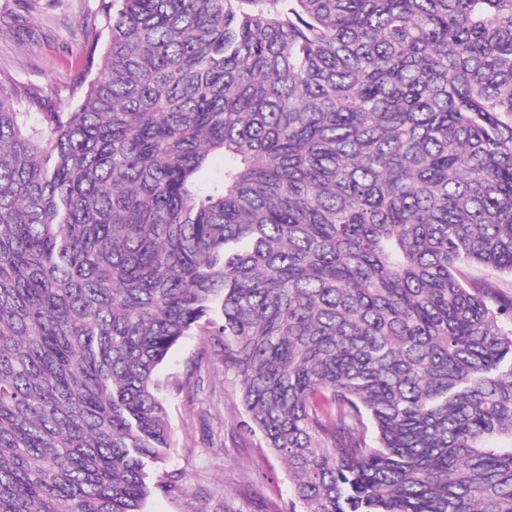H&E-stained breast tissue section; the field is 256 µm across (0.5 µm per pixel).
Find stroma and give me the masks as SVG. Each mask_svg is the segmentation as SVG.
<instances>
[{
    "label": "stroma",
    "mask_w": 512,
    "mask_h": 512,
    "mask_svg": "<svg viewBox=\"0 0 512 512\" xmlns=\"http://www.w3.org/2000/svg\"><path fill=\"white\" fill-rule=\"evenodd\" d=\"M101 0H0V77L73 111L98 75L88 52L101 35ZM201 337L175 345L160 369L174 449L156 470L178 475L181 496H152L146 512H282L292 496L288 472L261 436L234 430L244 420L233 374L221 361L203 370L204 389L185 390Z\"/></svg>",
    "instance_id": "obj_1"
}]
</instances>
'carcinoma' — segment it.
I'll return each instance as SVG.
<instances>
[{
    "label": "carcinoma",
    "mask_w": 512,
    "mask_h": 512,
    "mask_svg": "<svg viewBox=\"0 0 512 512\" xmlns=\"http://www.w3.org/2000/svg\"><path fill=\"white\" fill-rule=\"evenodd\" d=\"M101 16L74 111L0 82V512L181 492L192 332L288 512H512V296L463 276L512 275V0Z\"/></svg>",
    "instance_id": "carcinoma-1"
}]
</instances>
